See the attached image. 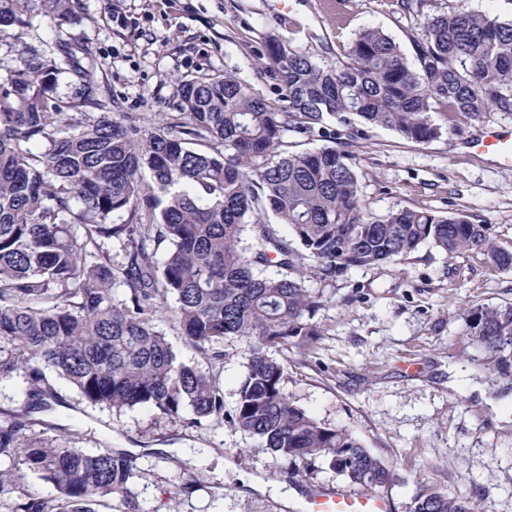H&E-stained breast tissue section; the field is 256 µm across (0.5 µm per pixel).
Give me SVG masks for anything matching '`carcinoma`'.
Segmentation results:
<instances>
[{"label":"carcinoma","mask_w":512,"mask_h":512,"mask_svg":"<svg viewBox=\"0 0 512 512\" xmlns=\"http://www.w3.org/2000/svg\"><path fill=\"white\" fill-rule=\"evenodd\" d=\"M73 4L0 0V27L28 26L37 15L68 18ZM420 30L413 64L374 28L356 34L334 64L272 38L264 72L288 109L232 76L206 74L176 83L179 112L150 130L103 111L94 99L93 52L78 41L58 43L49 59L33 51L7 67L0 383L21 381L25 408L0 421V512H99L106 499L112 512H141L130 453L27 434L35 425L57 429L32 418L51 409L56 380L117 413L150 406L189 428L224 418L217 373L178 357L157 325L162 314L211 360L223 359L218 348L227 336L246 343L231 418L258 447L290 466L325 464L370 492L393 482L394 466L288 399L284 365L272 351L319 335L309 320L321 296L305 287L309 274L325 280L400 263L427 242L450 260L477 251L512 266L487 226L463 215L401 208L372 216L352 154L334 146L296 151L286 139L292 129L347 126L357 116L427 143L439 136L429 118L436 106L470 119L512 112V20L459 6L424 16ZM62 80L74 88L67 106L56 95ZM467 321L492 384L511 378L512 306H477ZM30 475L55 494L5 498ZM412 512L469 509L463 498L425 487Z\"/></svg>","instance_id":"cac0c4a2"}]
</instances>
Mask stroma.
Here are the masks:
<instances>
[{"mask_svg":"<svg viewBox=\"0 0 512 512\" xmlns=\"http://www.w3.org/2000/svg\"><path fill=\"white\" fill-rule=\"evenodd\" d=\"M465 2L512 19V0H78L73 17L38 16L31 27L0 31V57L26 48L49 55L60 41H80L97 64L96 97L145 126L176 112L175 82L228 74L276 108L282 92L265 75L266 44L335 62L354 34L377 27L412 54L423 16ZM439 136L427 143L353 120L328 136L323 127L289 133L301 149L338 141L355 158L374 215L397 208L459 213L484 224L498 249L512 253V162L473 155L468 141L485 129L512 126V113L469 120L434 110ZM322 297L313 342L281 353L289 400L322 425L353 433L396 479L379 493L392 512H411L420 487L462 496L470 512H512V394L500 398L483 378L485 354L467 336L474 306H512V268L476 251L448 259L431 244L398 264L353 267L334 279L307 278ZM244 342L224 340L217 362L224 410L232 412L246 371ZM56 389L50 413L58 436L80 446L125 450L136 458L134 485L145 512H302L311 489H347L327 466L297 471L231 420L189 428L136 407L116 416L77 407L75 392ZM190 491H182V484Z\"/></svg>","mask_w":512,"mask_h":512,"instance_id":"35a3bbf8","label":"stroma"}]
</instances>
